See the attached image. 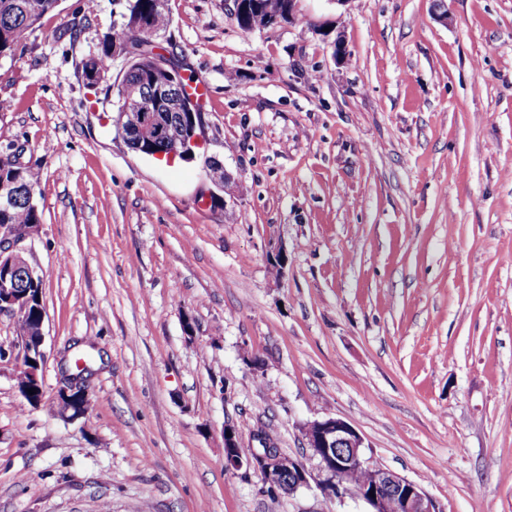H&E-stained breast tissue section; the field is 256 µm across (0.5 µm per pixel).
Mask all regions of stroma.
Here are the masks:
<instances>
[{"instance_id":"35a3bbf8","label":"stroma","mask_w":512,"mask_h":512,"mask_svg":"<svg viewBox=\"0 0 512 512\" xmlns=\"http://www.w3.org/2000/svg\"><path fill=\"white\" fill-rule=\"evenodd\" d=\"M433 4L298 0L245 31L231 0H167L156 44L209 90L200 156L171 165L117 133L122 60L83 74L123 0H61L0 57L45 309L37 406L0 363V512H369L315 483L304 429L327 417L441 512H512V0ZM83 354L73 419L56 395ZM228 422L311 483L227 472Z\"/></svg>"}]
</instances>
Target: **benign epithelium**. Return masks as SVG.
Wrapping results in <instances>:
<instances>
[{"mask_svg": "<svg viewBox=\"0 0 512 512\" xmlns=\"http://www.w3.org/2000/svg\"><path fill=\"white\" fill-rule=\"evenodd\" d=\"M112 57L124 61L125 66L132 64L142 68L165 69L169 82L158 88L157 99L168 109L182 114L189 122L187 128L168 127L156 121V115L148 109L141 98L139 86L132 83L120 85L121 118L117 131H122V123L135 125L147 134V142L163 139L171 143L170 150L148 152L150 157L165 158L169 161L179 157L183 160L193 158L194 148L201 145L200 130L203 121L198 119L197 98L185 92L173 95L172 87L179 81L181 73L170 67L168 58L154 49L148 54H139L119 36L112 37ZM29 231L0 229V314L12 316L23 314L28 308L26 296L9 286L11 274L24 260L26 249L24 241ZM44 319H39L30 331L10 349L0 346V361L14 364L15 370L23 372L35 384H40L38 369L28 366L31 348H37L39 356H44L42 346ZM57 401L60 411L72 412L80 416L88 408L89 390L86 380L75 374L59 388ZM307 447L318 457L320 476L318 488L328 497L341 498L350 495L360 499L371 507V512H389L391 501H396L398 512H441L436 502L415 483L396 472L374 464L367 457L363 437L343 419L328 417L310 423L305 429ZM263 472L266 483L273 490L288 484L290 491L309 484L310 474L297 460L276 453L269 448L258 453L253 449L244 450L239 446L238 432L231 424L224 425V467L235 472L243 467ZM355 469H367L373 475L372 483L355 487L347 480V475Z\"/></svg>", "mask_w": 512, "mask_h": 512, "instance_id": "1", "label": "benign epithelium"}]
</instances>
